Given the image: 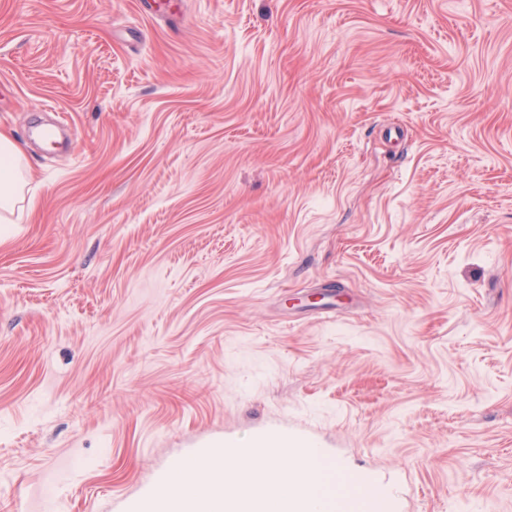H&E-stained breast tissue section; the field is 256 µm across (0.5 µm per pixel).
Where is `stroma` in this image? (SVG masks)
Returning <instances> with one entry per match:
<instances>
[{"label": "stroma", "mask_w": 512, "mask_h": 512, "mask_svg": "<svg viewBox=\"0 0 512 512\" xmlns=\"http://www.w3.org/2000/svg\"><path fill=\"white\" fill-rule=\"evenodd\" d=\"M0 0V512L264 433L512 512V0ZM32 176L25 165V150L15 139L0 133V223L15 224L13 216L24 202Z\"/></svg>", "instance_id": "1"}]
</instances>
